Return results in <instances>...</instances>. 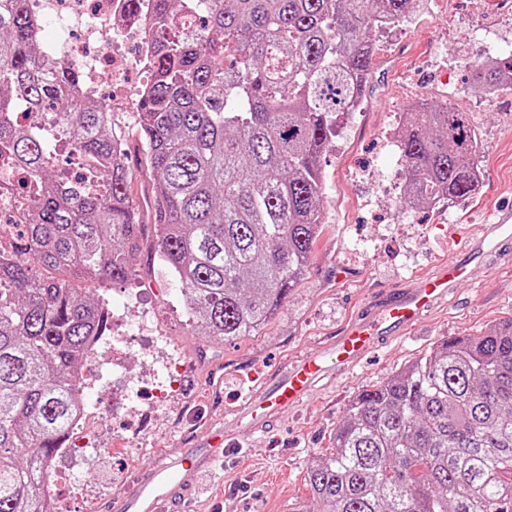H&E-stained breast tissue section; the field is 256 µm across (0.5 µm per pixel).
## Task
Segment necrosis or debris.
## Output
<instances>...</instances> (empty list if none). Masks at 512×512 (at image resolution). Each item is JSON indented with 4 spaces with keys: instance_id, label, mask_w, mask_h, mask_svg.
<instances>
[{
    "instance_id": "4bbe7bcc",
    "label": "necrosis or debris",
    "mask_w": 512,
    "mask_h": 512,
    "mask_svg": "<svg viewBox=\"0 0 512 512\" xmlns=\"http://www.w3.org/2000/svg\"><path fill=\"white\" fill-rule=\"evenodd\" d=\"M41 23H57L63 32L51 45L79 75L78 90L103 96L112 112H128L149 88L152 33L139 20L113 25L125 14L126 0H29Z\"/></svg>"
}]
</instances>
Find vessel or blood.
<instances>
[{
    "mask_svg": "<svg viewBox=\"0 0 512 512\" xmlns=\"http://www.w3.org/2000/svg\"><path fill=\"white\" fill-rule=\"evenodd\" d=\"M511 244L512 205H504L492 211L472 251L497 261ZM469 274L468 264L451 261L420 277L416 287L379 296L374 312L349 324L325 350L297 358L273 385L247 395L239 407L245 429L265 431L282 410L302 406L332 369H352L385 337L406 333ZM233 445L232 438L216 431L177 463L153 462L109 501L108 512H170L184 499L191 479L210 471Z\"/></svg>",
    "mask_w": 512,
    "mask_h": 512,
    "instance_id": "obj_1",
    "label": "vessel or blood"
}]
</instances>
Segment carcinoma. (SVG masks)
Segmentation results:
<instances>
[{
  "mask_svg": "<svg viewBox=\"0 0 512 512\" xmlns=\"http://www.w3.org/2000/svg\"><path fill=\"white\" fill-rule=\"evenodd\" d=\"M152 0L153 80L136 110L154 239L130 198L133 171L104 101L44 51L28 0H0V166L35 193L15 216L21 252L0 253V512H50L43 462L77 411L73 374L108 316L74 283L123 282L143 248L182 287L193 335L254 336L302 278L323 224L321 159L339 112L361 104L372 31L419 0ZM486 94L512 62L473 65ZM58 113L85 173L51 170L52 147L19 105ZM395 146L409 202L466 199L480 139L465 112L422 103ZM313 457L319 512H512V319L444 338L355 395Z\"/></svg>",
  "mask_w": 512,
  "mask_h": 512,
  "instance_id": "obj_1",
  "label": "carcinoma"
}]
</instances>
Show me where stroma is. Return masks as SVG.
<instances>
[{
	"label": "stroma",
	"mask_w": 512,
	"mask_h": 512,
	"mask_svg": "<svg viewBox=\"0 0 512 512\" xmlns=\"http://www.w3.org/2000/svg\"><path fill=\"white\" fill-rule=\"evenodd\" d=\"M372 78L361 108L339 114L322 160L324 224L309 267L258 335L204 342L193 336L177 279L141 253L124 285L87 286L103 297L114 329L134 325L125 369L87 361L93 384L85 452L60 478L64 512H105L151 462H176L199 447L207 422L238 434L241 446L197 478L179 512H291L310 500V458L333 451L336 427L354 395L429 353L444 337L476 334L512 318V263L472 259L470 239L491 205L512 202V87L487 99L470 65L512 56L506 0H425L408 21L374 31ZM469 113L482 142L475 194L422 208L391 196L404 170L395 130L420 100ZM448 260L469 262L471 278L414 329L385 339L352 371L322 384L304 407L283 412L266 432L241 431L230 412L291 361L316 353L378 295L416 284ZM346 271L339 280L337 271Z\"/></svg>",
	"instance_id": "1"
}]
</instances>
